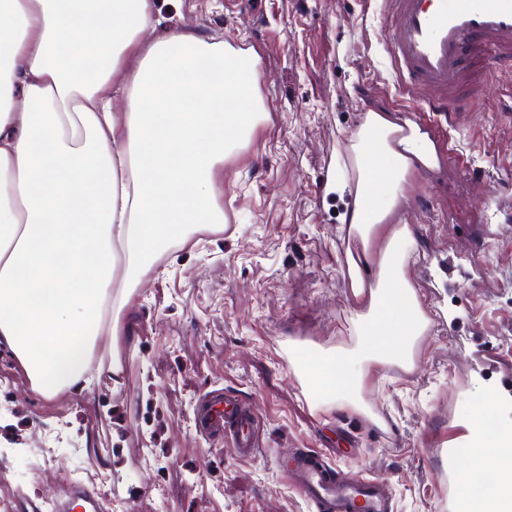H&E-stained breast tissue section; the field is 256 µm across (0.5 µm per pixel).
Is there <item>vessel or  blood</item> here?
Listing matches in <instances>:
<instances>
[{"mask_svg": "<svg viewBox=\"0 0 512 512\" xmlns=\"http://www.w3.org/2000/svg\"><path fill=\"white\" fill-rule=\"evenodd\" d=\"M391 58L419 92L424 111L456 125L481 88L484 70L512 67V0H389ZM206 438L230 439L239 456L260 448L258 420L239 396L214 391L197 406ZM279 465L315 512H391L389 484L375 476L342 475L321 452L292 448Z\"/></svg>", "mask_w": 512, "mask_h": 512, "instance_id": "b4317fda", "label": "vessel or blood"}]
</instances>
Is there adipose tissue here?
<instances>
[{"label": "adipose tissue", "instance_id": "obj_1", "mask_svg": "<svg viewBox=\"0 0 512 512\" xmlns=\"http://www.w3.org/2000/svg\"><path fill=\"white\" fill-rule=\"evenodd\" d=\"M159 25V0H0V346L49 397L84 381L102 331L122 335L113 299L167 246L223 230L215 171L268 118L256 51ZM434 154L387 112L348 140L354 175L332 188L360 311L351 347L295 364L316 403L366 413L368 365H413L431 320L407 275L413 231L393 217Z\"/></svg>", "mask_w": 512, "mask_h": 512}]
</instances>
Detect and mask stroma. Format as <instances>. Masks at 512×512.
I'll use <instances>...</instances> for the list:
<instances>
[{"mask_svg": "<svg viewBox=\"0 0 512 512\" xmlns=\"http://www.w3.org/2000/svg\"><path fill=\"white\" fill-rule=\"evenodd\" d=\"M388 0H169L162 26L218 33L260 57L269 118L224 162L223 231L172 245L121 318L122 382L109 374L49 398L0 348V512L23 499L55 512L80 490L106 512H313L288 484L279 451H326L343 474L385 478L392 512H453L468 490L449 447L503 395L476 352L512 358V71L489 69L461 125L422 110L390 62ZM412 119L434 142L394 217L410 225L407 274L432 320L405 370L376 364L365 402L381 430L342 407H317L289 345H349L359 312L340 268L346 200L336 156L367 112ZM238 393L260 423V453L239 458L195 429L205 392Z\"/></svg>", "mask_w": 512, "mask_h": 512, "instance_id": "obj_1", "label": "stroma"}]
</instances>
